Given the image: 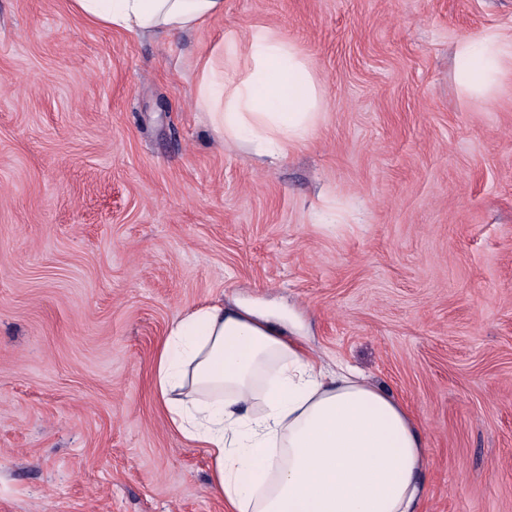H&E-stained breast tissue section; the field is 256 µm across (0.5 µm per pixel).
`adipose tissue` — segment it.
Returning <instances> with one entry per match:
<instances>
[{"label": "adipose tissue", "instance_id": "1", "mask_svg": "<svg viewBox=\"0 0 512 512\" xmlns=\"http://www.w3.org/2000/svg\"><path fill=\"white\" fill-rule=\"evenodd\" d=\"M94 24L182 33L224 0H71ZM457 81L493 102L512 40L457 45ZM214 134L271 161L316 130L322 96L309 59L268 29L226 38L196 95ZM172 429L205 448L226 512H416L426 494L423 435L408 410L357 369H325L269 318L220 301L175 320L154 360Z\"/></svg>", "mask_w": 512, "mask_h": 512}]
</instances>
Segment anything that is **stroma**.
<instances>
[{
	"mask_svg": "<svg viewBox=\"0 0 512 512\" xmlns=\"http://www.w3.org/2000/svg\"><path fill=\"white\" fill-rule=\"evenodd\" d=\"M254 26L323 98L274 164L195 103ZM488 30L512 0H224L138 38L0 0V512H224L152 390L172 322L219 299L410 409L418 512H512V71L490 104L455 77Z\"/></svg>",
	"mask_w": 512,
	"mask_h": 512,
	"instance_id": "obj_1",
	"label": "stroma"
}]
</instances>
